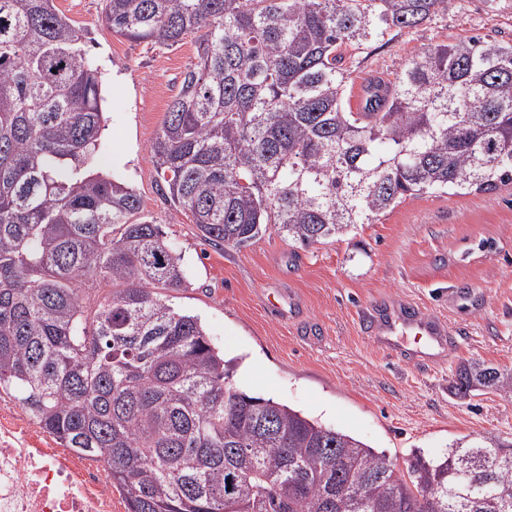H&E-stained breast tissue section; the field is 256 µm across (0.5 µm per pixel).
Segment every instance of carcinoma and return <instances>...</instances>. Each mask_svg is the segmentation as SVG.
<instances>
[{
	"instance_id": "1",
	"label": "carcinoma",
	"mask_w": 512,
	"mask_h": 512,
	"mask_svg": "<svg viewBox=\"0 0 512 512\" xmlns=\"http://www.w3.org/2000/svg\"><path fill=\"white\" fill-rule=\"evenodd\" d=\"M450 0H105L113 33L196 51L149 148L158 193L204 241L304 247L425 193L512 183V42L472 37L346 95L345 51ZM100 76L55 0H0V389L103 463L127 512H512V439L384 451L230 382L175 310L182 257L136 190L94 174ZM467 398L512 393L471 361Z\"/></svg>"
}]
</instances>
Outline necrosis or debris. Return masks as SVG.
Listing matches in <instances>:
<instances>
[{
	"instance_id": "1",
	"label": "necrosis or debris",
	"mask_w": 512,
	"mask_h": 512,
	"mask_svg": "<svg viewBox=\"0 0 512 512\" xmlns=\"http://www.w3.org/2000/svg\"><path fill=\"white\" fill-rule=\"evenodd\" d=\"M0 512H112L105 466L78 452L17 448L0 439Z\"/></svg>"
}]
</instances>
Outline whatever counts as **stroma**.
Masks as SVG:
<instances>
[{
  "label": "stroma",
  "mask_w": 512,
  "mask_h": 512,
  "mask_svg": "<svg viewBox=\"0 0 512 512\" xmlns=\"http://www.w3.org/2000/svg\"><path fill=\"white\" fill-rule=\"evenodd\" d=\"M56 5L81 28L102 78L108 122L96 167L136 190L143 215L181 254L189 286L169 302L200 318L239 391L347 432L400 467L411 451L437 457L465 436L512 437V394L461 400L452 388L466 360L512 370V183L409 198L376 223L309 248L272 228L241 249L207 244L157 193L149 157L193 40L152 47L107 29L103 0ZM479 34L512 41V0H451L416 28L349 52L353 85ZM379 303L413 304L447 321L457 350L412 360L382 346L362 327Z\"/></svg>",
  "instance_id": "35a3bbf8"
}]
</instances>
